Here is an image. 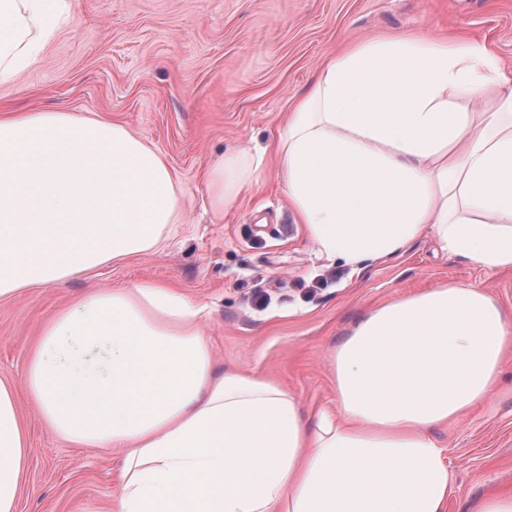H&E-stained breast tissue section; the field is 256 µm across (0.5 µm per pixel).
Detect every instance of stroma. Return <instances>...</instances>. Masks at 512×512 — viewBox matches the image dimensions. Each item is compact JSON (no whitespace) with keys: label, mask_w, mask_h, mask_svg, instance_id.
Masks as SVG:
<instances>
[{"label":"stroma","mask_w":512,"mask_h":512,"mask_svg":"<svg viewBox=\"0 0 512 512\" xmlns=\"http://www.w3.org/2000/svg\"><path fill=\"white\" fill-rule=\"evenodd\" d=\"M37 59L0 81L1 112H68L123 125L163 157L182 189L163 249L0 300V379L21 384L43 325L98 288L160 283L206 306L216 367L268 377L306 417L335 412L330 354L373 308L448 280L482 288L512 314V272L486 270L424 234L361 273L314 253L274 155L256 179L210 204L221 156L278 137L289 106L330 53L381 35L487 40L512 68V0H64ZM32 453L19 512H113L119 450L78 448L30 402ZM450 463L447 512L512 487V361L498 393L431 432Z\"/></svg>","instance_id":"stroma-1"}]
</instances>
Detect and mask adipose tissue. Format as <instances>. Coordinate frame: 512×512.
I'll use <instances>...</instances> for the list:
<instances>
[{
	"instance_id": "ef3b65f1",
	"label": "adipose tissue",
	"mask_w": 512,
	"mask_h": 512,
	"mask_svg": "<svg viewBox=\"0 0 512 512\" xmlns=\"http://www.w3.org/2000/svg\"><path fill=\"white\" fill-rule=\"evenodd\" d=\"M59 0H0V76L31 62ZM316 252L352 269L422 233L512 271V70L481 40H372L329 58L274 145ZM264 162L207 172L211 202ZM180 216L162 156L124 126L66 112L0 117V299L157 249ZM201 308L136 284L76 299L42 329L22 385L0 380V512L31 450L19 393L80 448H117L118 512H447L432 428L488 401L512 317L448 282L380 305L331 354L338 414L308 423L276 382L218 371Z\"/></svg>"
}]
</instances>
